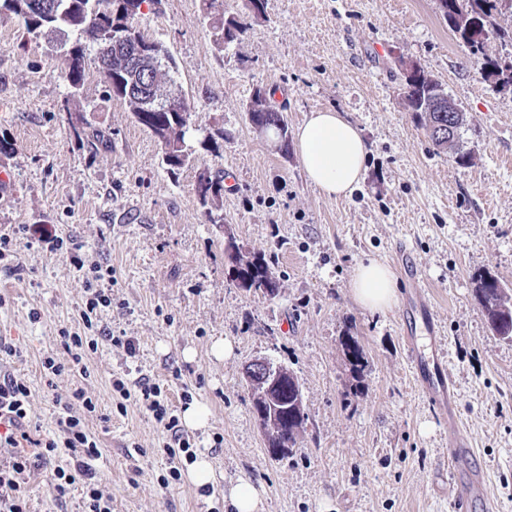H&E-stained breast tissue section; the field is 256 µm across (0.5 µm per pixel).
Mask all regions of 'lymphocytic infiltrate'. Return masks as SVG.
<instances>
[{
    "label": "lymphocytic infiltrate",
    "instance_id": "obj_1",
    "mask_svg": "<svg viewBox=\"0 0 512 512\" xmlns=\"http://www.w3.org/2000/svg\"><path fill=\"white\" fill-rule=\"evenodd\" d=\"M137 387L146 409L171 434L169 455L188 451L192 443L179 432L178 421L171 415L160 387L142 381ZM30 397L31 390L24 380L9 374L0 377V418L8 423L7 431L0 435V449L7 451L0 460V512H28L27 484L32 474L62 448L71 451L72 459L67 466L56 467L54 471L59 497H66L70 487L79 483L85 490L84 512H112V500L100 489L92 466L98 445L86 429L82 414L72 412L77 405L82 407V413H93L95 402L82 388H75L69 402L63 405V416L57 420V437L34 440L28 449L24 442L29 439L25 420Z\"/></svg>",
    "mask_w": 512,
    "mask_h": 512
}]
</instances>
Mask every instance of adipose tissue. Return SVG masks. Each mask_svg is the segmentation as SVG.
<instances>
[{"instance_id": "1", "label": "adipose tissue", "mask_w": 512, "mask_h": 512, "mask_svg": "<svg viewBox=\"0 0 512 512\" xmlns=\"http://www.w3.org/2000/svg\"><path fill=\"white\" fill-rule=\"evenodd\" d=\"M295 141L306 175L326 196L345 197L359 185L367 145L346 115L330 110L311 113ZM350 294L372 311L391 309L397 302L391 270L373 259L359 262Z\"/></svg>"}]
</instances>
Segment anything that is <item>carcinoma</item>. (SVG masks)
Masks as SVG:
<instances>
[{"instance_id": "1", "label": "carcinoma", "mask_w": 512, "mask_h": 512, "mask_svg": "<svg viewBox=\"0 0 512 512\" xmlns=\"http://www.w3.org/2000/svg\"><path fill=\"white\" fill-rule=\"evenodd\" d=\"M56 7L42 12L33 10L32 0H0V11H9L19 17L25 32L35 38L57 32L72 33L75 39L51 48V59L68 82L71 91L65 105L78 101L83 85L86 65L98 67L105 84L108 98L122 101L134 120L149 130L161 144L163 161L171 171L189 167L195 161L188 151L186 134L181 132L185 119L184 107L161 103L156 108L144 105L149 89L143 84L139 71L138 51L144 46H154L157 41L148 37L139 26L146 3L160 4V0H45ZM506 3L512 8V0H438L439 10L448 27L456 37L468 47L472 57L482 60V71L502 90L512 88V64L502 65L487 57L485 41L489 27L493 25V11ZM204 14L212 29L214 44L224 49L241 41L249 28V15H259L264 9V0H248L244 14H227L224 0H203ZM159 74L156 75L157 88L162 93L173 91L176 82V64L168 52L157 56ZM402 74V96L406 107L418 126L427 132L434 150L450 151L460 164L469 162L470 157L459 153L458 143L466 122L457 124L454 139L445 143L429 133V123L439 119V113L429 112V81L411 80L406 71ZM259 100L267 104V109L257 113V121L266 124L267 130L275 135L288 138V122L282 111L269 104L270 90L257 87L253 91ZM196 196L212 224L224 223L220 213L224 196V175L209 173L208 187L196 184ZM255 262L238 269L237 277L250 281L246 291L267 294V289L279 287L273 275L275 256L264 253L254 254ZM473 295L485 313L490 330L496 336L503 334L499 321L503 316L512 317V288L502 283L488 272L473 275ZM344 355L353 377L363 373L368 359L357 337L347 335L343 341ZM292 397L289 390L282 391L283 420L289 426L305 429L307 413L299 408L298 414L288 412V401Z\"/></svg>"}]
</instances>
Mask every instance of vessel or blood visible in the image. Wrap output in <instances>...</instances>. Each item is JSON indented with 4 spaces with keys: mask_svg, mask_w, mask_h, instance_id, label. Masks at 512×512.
<instances>
[{
    "mask_svg": "<svg viewBox=\"0 0 512 512\" xmlns=\"http://www.w3.org/2000/svg\"><path fill=\"white\" fill-rule=\"evenodd\" d=\"M402 276L414 290L415 308L421 313L427 329H434L435 318L426 289L421 280V270L411 260H403ZM399 330L407 346V359L414 373L418 391L432 406L439 420L456 424L458 420L457 393L444 356H426L418 345L407 322H400ZM447 481L451 491L450 505L453 512H463L466 503H480L484 512H494L484 477V468L475 460V453L467 440L454 435L448 439Z\"/></svg>",
    "mask_w": 512,
    "mask_h": 512,
    "instance_id": "1",
    "label": "vessel or blood"
}]
</instances>
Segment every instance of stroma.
I'll use <instances>...</instances> for the list:
<instances>
[{
    "mask_svg": "<svg viewBox=\"0 0 512 512\" xmlns=\"http://www.w3.org/2000/svg\"><path fill=\"white\" fill-rule=\"evenodd\" d=\"M140 26L173 55L191 123L224 132L217 150L194 139L197 168L175 175L157 139L123 102L106 98L93 65L80 109L99 142L78 140L47 39L0 14V135L11 144L0 165L14 177L0 196V235L16 249L0 260V336L22 352L0 355V375L30 386L31 437L52 433L61 402L83 388L97 404L85 426L99 441L93 466L112 512H225L224 492L243 476L262 485L263 512H449L435 491L449 428L416 390L401 309L371 311L349 292L357 264L372 257L396 274L405 296L404 245L432 295L460 433L485 468L498 512H512V342L490 332L471 280L487 270L512 284V93L484 80L437 0H265L242 41L224 50L202 0H161ZM401 59L420 63L463 109L460 147L472 163L434 151L417 127L392 76ZM259 86L273 90L289 132L320 110L346 113L358 126L368 152L350 196L322 194L296 149L280 154L254 130L245 109ZM201 167L229 178L223 227L198 203ZM26 224L80 245L86 267L111 268L112 305L99 326L137 338L135 356L103 341L86 351L84 373L45 377L43 357L69 360L61 332L81 331L86 293L65 251L27 243ZM228 233L249 251L274 254L277 297L238 288L224 255ZM349 334L368 357L358 380L341 346ZM218 338L232 346L221 361L211 354ZM255 359L287 367L303 392L306 427L279 460L267 451L243 379ZM118 379L159 384L176 416L192 402L208 407V427L184 434L210 455L212 486L190 481L189 457L169 458L171 435L150 412L120 409ZM53 467L32 476L29 512H83L80 486L57 502Z\"/></svg>",
    "mask_w": 512,
    "mask_h": 512,
    "instance_id": "stroma-1",
    "label": "stroma"
}]
</instances>
